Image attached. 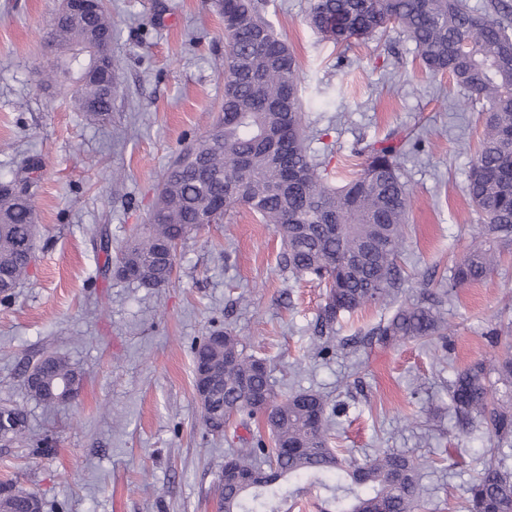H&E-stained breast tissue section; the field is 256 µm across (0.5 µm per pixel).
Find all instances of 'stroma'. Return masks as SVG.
Masks as SVG:
<instances>
[{
  "instance_id": "obj_1",
  "label": "stroma",
  "mask_w": 512,
  "mask_h": 512,
  "mask_svg": "<svg viewBox=\"0 0 512 512\" xmlns=\"http://www.w3.org/2000/svg\"><path fill=\"white\" fill-rule=\"evenodd\" d=\"M61 0H0V178L22 157L37 167L35 261L0 300V404L23 407L42 446L0 442V483L37 492L43 512H217L224 460L262 430L231 421L208 432L194 390L192 347L232 330L266 361L278 394L319 393L333 416L330 445L364 458L391 449L417 459L420 512H465L468 487L491 458L484 427H461L448 384L471 361L500 354L512 336V249L493 282L453 290L443 306L448 350L418 341L352 348L391 312L372 305L317 333L326 290L282 265L273 225L240 208L179 246L171 283L144 288L104 271L100 239L120 247L147 223L162 176L208 129L224 99V20L212 0H108L112 56L123 94L103 126L72 111L41 72L56 52L44 21ZM310 0H266V16L294 52L310 147L330 149L329 180L360 170V148H400L413 201L397 303L448 290L456 258L481 219L465 195L481 130L463 90L421 70L395 31L344 50L306 23ZM126 192H112L114 176ZM69 358L84 385L47 410L27 393L23 363ZM459 466H451L449 456Z\"/></svg>"
}]
</instances>
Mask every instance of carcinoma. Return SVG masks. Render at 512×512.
<instances>
[{
	"instance_id": "cac0c4a2",
	"label": "carcinoma",
	"mask_w": 512,
	"mask_h": 512,
	"mask_svg": "<svg viewBox=\"0 0 512 512\" xmlns=\"http://www.w3.org/2000/svg\"><path fill=\"white\" fill-rule=\"evenodd\" d=\"M224 17V100L209 129L183 147L167 167L157 203L143 231L117 254L100 248L106 268H128L122 281L163 288L173 264L163 249L179 244L203 224H220L243 206L263 224L274 225L285 245L284 267L326 288L319 314L332 328L345 313L383 304L401 287L398 258L405 244L412 194L402 181L400 153L368 145L358 177L341 186L329 182L312 153L300 98L301 72L288 44L264 14L262 0H215ZM308 24L337 46L366 40L394 25L415 43L422 67L448 75L480 104L483 116L472 157L467 196L484 220L478 239L452 267L450 287L486 283L500 249L512 245V13L499 2L481 12L467 0H310ZM116 20L105 0L90 10H59L46 22L49 40L62 42L56 63L45 71L60 77L72 106L92 121L110 119L122 93L112 59ZM30 176L0 187V297L9 299L27 277L34 255L35 209ZM367 335L382 345L408 340L447 342L448 322L424 302L399 306ZM205 337L194 346V365L217 363L223 376L214 385L204 426L224 431L234 416L260 418L268 436L229 453L243 474L260 475L247 488L219 485L217 512H280V502L318 485L336 510L322 512H418L423 494L418 464L402 453L378 451L364 462L329 447L326 402L317 393L273 389L264 360L244 354L240 340ZM489 361H476L455 375L448 393L456 417L480 421L497 446L512 445V411L494 401L488 379L512 385V339ZM64 381H81V371L64 357L44 354L27 370L30 396L47 407L66 406L57 393ZM0 440L28 439L27 415L0 407ZM0 512H42L37 493L6 485ZM467 512H512V469L486 467L469 487Z\"/></svg>"
}]
</instances>
